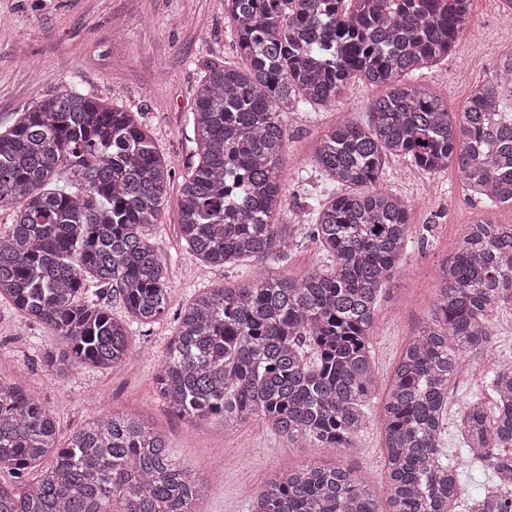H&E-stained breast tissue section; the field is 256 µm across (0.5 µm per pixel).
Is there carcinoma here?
I'll use <instances>...</instances> for the list:
<instances>
[{
  "label": "carcinoma",
  "instance_id": "obj_1",
  "mask_svg": "<svg viewBox=\"0 0 512 512\" xmlns=\"http://www.w3.org/2000/svg\"><path fill=\"white\" fill-rule=\"evenodd\" d=\"M472 0H224L242 64L211 63L192 113L196 161L181 185L178 234L209 266L281 260L299 225L283 224L286 118L328 107L352 82L378 90L368 123L330 127L315 165L344 192L314 212L326 263L299 277L267 270L239 288H203L179 318L155 376L160 397L197 422L254 418L290 443L351 450L369 423L370 336L379 298L412 243L411 204L380 185L390 159L429 175L459 173L482 213L437 272L434 305L403 351L383 401L391 512H457L448 461V390L467 357L487 358L495 395L453 420L475 467L512 487V361L491 357L494 319L512 307V62L460 111L416 76L444 61ZM171 179L140 113L64 87L0 132V298L63 346L65 373L130 356L129 322L169 305L168 259L142 227L161 215ZM112 292L128 319L91 296ZM48 464L0 512H197L208 485L177 464L167 433L144 416L105 411L58 437L54 414L22 381L0 380V476ZM250 512H385L353 468L307 465L269 479ZM468 512H512L485 493Z\"/></svg>",
  "mask_w": 512,
  "mask_h": 512
}]
</instances>
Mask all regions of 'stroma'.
<instances>
[{"label":"stroma","instance_id":"35a3bbf8","mask_svg":"<svg viewBox=\"0 0 512 512\" xmlns=\"http://www.w3.org/2000/svg\"><path fill=\"white\" fill-rule=\"evenodd\" d=\"M472 17L448 59L422 78L452 112L493 72L500 53L512 48V19L502 15L499 0H474ZM211 61H240L224 0H0V131L38 100L73 85L112 106L141 112L172 171L162 214L147 230L168 258L170 314L151 325L133 326L131 355L123 365L110 370L78 365L62 376L43 360L45 350L56 347L55 337L1 299L0 377L23 372L28 390L55 414L64 439L104 408L140 413L162 426L176 462L210 484L199 512H248L253 490L268 475L306 464L353 466L378 494H385L381 399L401 352L434 304L435 268L455 254L461 224L480 206L467 200L455 168L429 176L405 159L390 160L382 184L412 201V244L379 301L370 344L376 386L367 405L369 425L356 451L291 445L253 420L226 427L177 416L155 382L158 363L175 334L174 311L198 289L237 287L260 271L248 261L205 266L177 234L180 184L196 151L195 95L203 66ZM371 95V89L354 82L341 96L342 110L288 117L282 223L307 220L319 203L337 194V187L316 170L312 144L343 111L366 122ZM323 260L305 228L274 269L296 277ZM445 446L449 458L462 465L461 497L493 489L490 473L466 464L454 435H447Z\"/></svg>","mask_w":512,"mask_h":512}]
</instances>
